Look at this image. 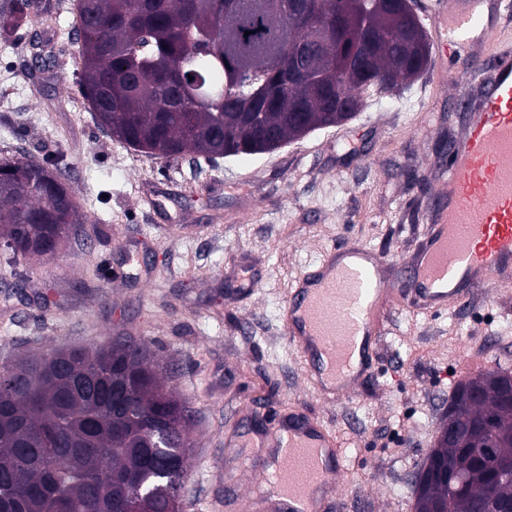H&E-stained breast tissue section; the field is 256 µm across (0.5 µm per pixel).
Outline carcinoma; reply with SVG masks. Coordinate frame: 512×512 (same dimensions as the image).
Returning a JSON list of instances; mask_svg holds the SVG:
<instances>
[{
    "label": "carcinoma",
    "mask_w": 512,
    "mask_h": 512,
    "mask_svg": "<svg viewBox=\"0 0 512 512\" xmlns=\"http://www.w3.org/2000/svg\"><path fill=\"white\" fill-rule=\"evenodd\" d=\"M73 0L79 92L112 138L159 158L268 151L267 137L326 126L330 98L363 103L422 72L408 17L386 0ZM4 28L41 24L38 0H10ZM250 35H245V32ZM308 46V66L288 54ZM36 163L0 159V241L52 255L89 223L58 164L50 188L22 194ZM512 384L507 370L461 382L452 423L484 433L441 440L416 477L414 512H512ZM190 410L134 336L61 347L0 366V512H182L195 448Z\"/></svg>",
    "instance_id": "1"
}]
</instances>
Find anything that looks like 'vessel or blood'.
I'll return each mask as SVG.
<instances>
[{
  "instance_id": "1",
  "label": "vessel or blood",
  "mask_w": 512,
  "mask_h": 512,
  "mask_svg": "<svg viewBox=\"0 0 512 512\" xmlns=\"http://www.w3.org/2000/svg\"><path fill=\"white\" fill-rule=\"evenodd\" d=\"M512 0H434L427 12L436 46L478 44L451 81L479 78L461 139L448 148L447 177L437 184L428 232L391 277L370 248H332L295 284L285 334L324 400L350 397L372 374L375 351L398 311L436 316L470 305L487 288L512 284V53L494 51L496 16ZM261 447L276 451L263 466L275 512H350L338 491L342 451L319 423L292 413L274 420Z\"/></svg>"
}]
</instances>
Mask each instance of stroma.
<instances>
[{
  "label": "stroma",
  "instance_id": "obj_1",
  "mask_svg": "<svg viewBox=\"0 0 512 512\" xmlns=\"http://www.w3.org/2000/svg\"><path fill=\"white\" fill-rule=\"evenodd\" d=\"M47 23L0 29V158H63L94 216L53 258L0 263V364L61 346L141 337L193 412L183 512H268L249 501L241 458L270 421L303 410L345 456L355 512H414L413 476L465 380L512 359V289L432 318L395 313L375 370L348 399L321 400L284 334L297 277L331 248L390 261L423 238L438 165L463 126L457 88L435 82L458 58L432 57L392 96L272 152L163 159L100 128L79 87L72 0H42ZM54 56L33 65L35 39Z\"/></svg>",
  "mask_w": 512,
  "mask_h": 512
}]
</instances>
